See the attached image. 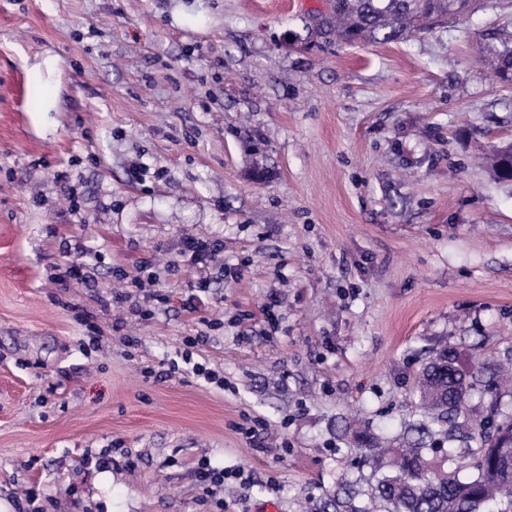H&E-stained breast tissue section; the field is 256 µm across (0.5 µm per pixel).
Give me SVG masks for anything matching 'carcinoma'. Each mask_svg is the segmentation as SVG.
I'll use <instances>...</instances> for the list:
<instances>
[{
	"mask_svg": "<svg viewBox=\"0 0 512 512\" xmlns=\"http://www.w3.org/2000/svg\"><path fill=\"white\" fill-rule=\"evenodd\" d=\"M478 7L480 0H332L315 29L344 44L402 42ZM484 52L496 77L512 83V31L492 33ZM492 168L497 182L512 185V154L497 152ZM487 368L471 369L444 347L422 367L417 412L400 421L399 435L344 426L368 473L340 479L336 512H512V413L501 412ZM477 392L490 396L484 413L471 406Z\"/></svg>",
	"mask_w": 512,
	"mask_h": 512,
	"instance_id": "obj_1",
	"label": "carcinoma"
}]
</instances>
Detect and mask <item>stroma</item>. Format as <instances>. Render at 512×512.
Here are the masks:
<instances>
[{
	"mask_svg": "<svg viewBox=\"0 0 512 512\" xmlns=\"http://www.w3.org/2000/svg\"><path fill=\"white\" fill-rule=\"evenodd\" d=\"M330 3L0 0L8 512H335L343 419L397 428L424 347L512 359V188L487 163L512 84L480 54L512 0L352 46L316 36ZM187 236L221 242L205 270ZM189 336L223 385L173 369Z\"/></svg>",
	"mask_w": 512,
	"mask_h": 512,
	"instance_id": "1",
	"label": "stroma"
}]
</instances>
